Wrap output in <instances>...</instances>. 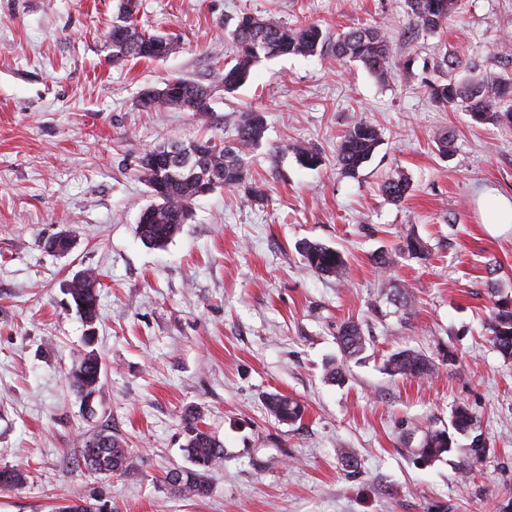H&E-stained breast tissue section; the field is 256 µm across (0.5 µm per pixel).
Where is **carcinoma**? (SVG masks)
I'll return each mask as SVG.
<instances>
[{
  "label": "carcinoma",
  "mask_w": 512,
  "mask_h": 512,
  "mask_svg": "<svg viewBox=\"0 0 512 512\" xmlns=\"http://www.w3.org/2000/svg\"><path fill=\"white\" fill-rule=\"evenodd\" d=\"M459 0H405L407 15L416 31L436 32L443 29L457 14ZM133 14L117 16L122 35L108 41L112 48V61L131 59L156 60L167 56L170 50L164 45L172 40L161 34H147L138 30L132 22ZM237 49L235 63L224 67V91L233 92L249 79L251 68L263 58L279 55H315L322 51L328 34L320 25L308 23L298 27L268 21L250 14L239 17L232 32ZM334 53L339 60L360 62L371 74L385 80L390 66V53L373 27H356L336 36ZM209 93L206 86L185 79L169 81L151 96H141V107L150 111L200 112L211 110L210 101L204 100ZM428 93L432 102L443 108L456 107L479 123H493L512 127V82L491 79L478 71L458 81L452 77L445 82L433 83ZM265 129L264 114L259 110L245 113L236 126L235 138L215 143L209 139L200 141L207 148L194 164H160L155 166L145 151L138 159L139 177L149 189L152 202L138 216L137 233L150 248L162 249L180 229V215L190 209L195 200L205 192L217 188H233L243 193L251 205L264 204L266 195L260 185L249 178L247 156L260 143ZM381 142L379 129L363 118L354 120L337 145L336 161L345 171L353 173L368 162ZM299 163L305 167H317L322 155L312 145L292 147ZM409 181L399 176L381 186L382 195L398 202L408 195ZM304 266L320 275L343 279L348 274V262L333 247L318 241H306L299 247ZM403 253L411 259L425 260L429 256L427 245L417 237H408ZM100 274L79 283L70 292L73 302H81L87 318L98 319V288ZM487 331L488 341L500 355L512 359V298L506 296L494 302ZM341 352L347 358H355L366 349V336L361 324L355 321L343 323L337 336ZM385 369L393 376L426 380L435 370L434 360L425 352L405 348L388 355ZM102 363L99 357L82 358L68 372L70 388L86 399L101 391ZM269 414L277 421L295 424L303 420L304 406L296 399L280 393L266 397ZM200 414L195 409L184 411L182 424L185 434L184 451L190 466L181 469V478L174 483L164 477V483L172 493L188 498H203L210 492L208 474L224 464V443L199 425ZM476 424L472 412L464 405L452 411L450 426L444 429L428 428L423 434L415 454L424 461H433L449 452L457 434L469 433ZM77 465L99 476L114 474L126 477L138 473V459L131 449L123 447L120 440L105 428L87 432L82 439L76 457ZM26 471L17 467H0V488L11 489L26 483ZM107 500L87 497L78 492L66 499L59 512H101Z\"/></svg>",
  "instance_id": "carcinoma-1"
}]
</instances>
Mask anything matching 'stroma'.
<instances>
[{
	"instance_id": "1",
	"label": "stroma",
	"mask_w": 512,
	"mask_h": 512,
	"mask_svg": "<svg viewBox=\"0 0 512 512\" xmlns=\"http://www.w3.org/2000/svg\"><path fill=\"white\" fill-rule=\"evenodd\" d=\"M117 10V0H0V467L28 473L0 490V512H53L74 491L110 500L112 512H500L512 502V360L492 348L486 324L493 291L512 295V223L485 215L512 205V129L435 106L427 86L471 67L512 77V0H460L447 28L415 35L403 0H139L138 26L176 46L162 60L119 64L106 43ZM245 13L314 22L331 36L376 27L394 65L380 81L327 47L261 60L225 92ZM447 52L464 68L448 72ZM176 78L207 86L210 112L139 107L144 90ZM254 109L265 132L248 164L265 203L216 190L165 248L146 247L139 157L167 140L232 139ZM358 117L382 140L351 175L336 148ZM442 130L455 144L446 156L433 141ZM307 143L324 157L319 168L295 158ZM398 176L411 190L393 203L380 186ZM64 228L72 251L46 253L43 239ZM410 235L428 260L401 253ZM305 240L341 251L347 277L307 270ZM383 252L395 260L384 273L373 263ZM85 268L102 275L91 347L67 293ZM400 288L407 315L391 302ZM351 319L367 343L347 361L336 336ZM91 348L102 390L90 415L66 376ZM404 348L434 359L430 379L385 372ZM331 362L344 363V384L324 379ZM273 392L305 403L304 419L269 416ZM460 404L486 458L471 464L460 435L439 460L418 462L424 431L447 427ZM189 408L224 443L208 497L192 500L164 483L189 464ZM101 426L137 456L136 476L75 468L84 433Z\"/></svg>"
}]
</instances>
